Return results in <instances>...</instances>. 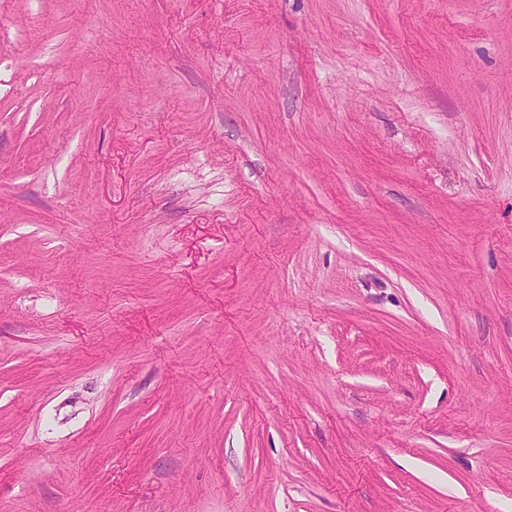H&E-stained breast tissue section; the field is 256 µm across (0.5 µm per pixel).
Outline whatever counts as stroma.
I'll list each match as a JSON object with an SVG mask.
<instances>
[{
	"mask_svg": "<svg viewBox=\"0 0 512 512\" xmlns=\"http://www.w3.org/2000/svg\"><path fill=\"white\" fill-rule=\"evenodd\" d=\"M0 512H512V0H0Z\"/></svg>",
	"mask_w": 512,
	"mask_h": 512,
	"instance_id": "obj_1",
	"label": "stroma"
}]
</instances>
